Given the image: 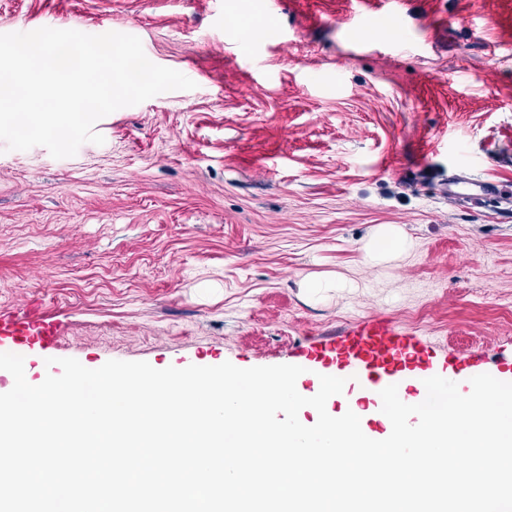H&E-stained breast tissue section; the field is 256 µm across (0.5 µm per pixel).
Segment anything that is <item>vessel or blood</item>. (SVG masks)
<instances>
[{
    "mask_svg": "<svg viewBox=\"0 0 512 512\" xmlns=\"http://www.w3.org/2000/svg\"><path fill=\"white\" fill-rule=\"evenodd\" d=\"M488 187L479 180L450 183L453 199L479 200ZM55 333L39 320L0 316V346L15 344L50 348ZM424 350L392 325L373 321L353 330L336 344L322 348L317 355L321 364L332 365L341 378L359 379L368 388L382 390L394 384L408 371H418L421 378L433 372L423 367Z\"/></svg>",
    "mask_w": 512,
    "mask_h": 512,
    "instance_id": "1",
    "label": "vessel or blood"
}]
</instances>
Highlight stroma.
I'll use <instances>...</instances> for the list:
<instances>
[{"label": "stroma", "instance_id": "1", "mask_svg": "<svg viewBox=\"0 0 512 512\" xmlns=\"http://www.w3.org/2000/svg\"><path fill=\"white\" fill-rule=\"evenodd\" d=\"M0 0V34L137 36L198 78L56 159L0 142V314L96 369L291 364L384 319L512 382V0ZM394 224L411 243L372 264ZM310 277L345 280L313 294ZM488 191L485 182L479 180H467L464 182H451L448 188V197L453 199L480 200L481 195Z\"/></svg>", "mask_w": 512, "mask_h": 512}]
</instances>
